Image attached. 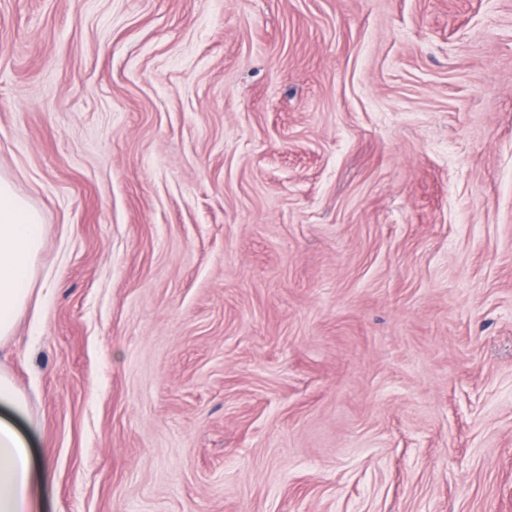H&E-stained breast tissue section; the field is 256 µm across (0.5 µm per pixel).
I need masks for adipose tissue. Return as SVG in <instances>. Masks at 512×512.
<instances>
[{"label": "adipose tissue", "instance_id": "1", "mask_svg": "<svg viewBox=\"0 0 512 512\" xmlns=\"http://www.w3.org/2000/svg\"><path fill=\"white\" fill-rule=\"evenodd\" d=\"M44 227L40 213L0 178V341L24 311ZM49 462L33 464L10 420H0V512H43Z\"/></svg>", "mask_w": 512, "mask_h": 512}]
</instances>
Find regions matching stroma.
Instances as JSON below:
<instances>
[{"instance_id": "1", "label": "stroma", "mask_w": 512, "mask_h": 512, "mask_svg": "<svg viewBox=\"0 0 512 512\" xmlns=\"http://www.w3.org/2000/svg\"><path fill=\"white\" fill-rule=\"evenodd\" d=\"M0 178L45 512H512V0H0ZM43 232L40 213L0 178V341L26 307Z\"/></svg>"}]
</instances>
